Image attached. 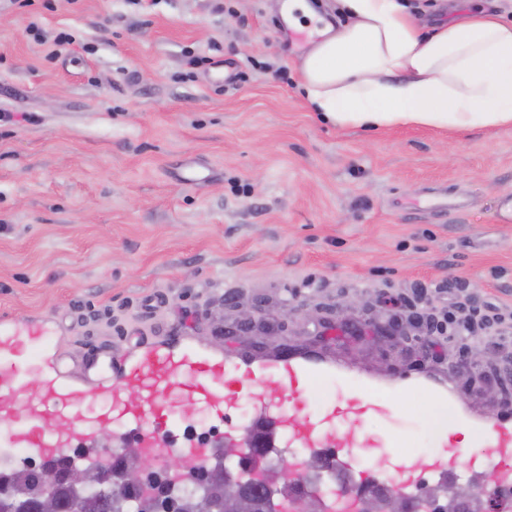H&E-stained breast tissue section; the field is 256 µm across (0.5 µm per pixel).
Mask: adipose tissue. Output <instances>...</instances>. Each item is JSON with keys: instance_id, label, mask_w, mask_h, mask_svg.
Listing matches in <instances>:
<instances>
[{"instance_id": "1", "label": "adipose tissue", "mask_w": 512, "mask_h": 512, "mask_svg": "<svg viewBox=\"0 0 512 512\" xmlns=\"http://www.w3.org/2000/svg\"><path fill=\"white\" fill-rule=\"evenodd\" d=\"M299 71L309 107L339 127L512 124V0L425 32L402 0H333Z\"/></svg>"}]
</instances>
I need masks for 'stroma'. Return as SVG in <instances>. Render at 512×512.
<instances>
[{"mask_svg":"<svg viewBox=\"0 0 512 512\" xmlns=\"http://www.w3.org/2000/svg\"><path fill=\"white\" fill-rule=\"evenodd\" d=\"M223 3L51 0L33 20L0 0V321L50 329L38 358H66L73 382L95 349L314 356L339 374L309 413L391 382L392 414L365 428L426 455L453 320L512 354V126L335 127L300 87L295 33L313 24L286 28L277 0ZM61 31L75 41L58 49ZM279 301L287 333L215 336L217 316ZM354 301L412 305L433 334L390 348L338 317Z\"/></svg>","mask_w":512,"mask_h":512,"instance_id":"stroma-1","label":"stroma"}]
</instances>
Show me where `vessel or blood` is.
<instances>
[{"instance_id":"obj_1","label":"vessel or blood","mask_w":512,"mask_h":512,"mask_svg":"<svg viewBox=\"0 0 512 512\" xmlns=\"http://www.w3.org/2000/svg\"><path fill=\"white\" fill-rule=\"evenodd\" d=\"M52 336L44 325L25 321L13 326L0 324V447L26 448L49 459L77 449H89L95 435L105 426L123 430L132 446L149 458L160 459L169 453L194 462L207 455L208 447L199 441L179 436L174 424L180 418L182 402L202 405L219 420L241 395L255 396L258 386L277 384L293 401V410L282 412L267 408L268 417L279 428L287 447L306 448L333 456L336 465L350 469L359 462L355 451L376 447L367 434H349L341 438L337 415L384 416L390 411L386 391L364 385V401H346L344 408L328 409L311 419L300 408L314 377L325 375L319 363L296 357L285 351L259 369L236 373L226 369L221 358L190 348L171 350L152 347L135 360L116 362L110 353L96 351L84 362L89 379L107 384L109 402L90 408L86 389L62 378L59 363L46 366L39 391L27 396L24 377L29 355L48 344ZM471 446L485 449L493 459V473L499 494L512 497V418L501 416L477 424H465ZM350 452L336 456L339 445ZM442 451L429 462L403 460L398 467L401 481L393 483L394 492L406 494L421 480V472L438 477H454L467 454L455 433H447ZM470 446V447H471Z\"/></svg>"}]
</instances>
